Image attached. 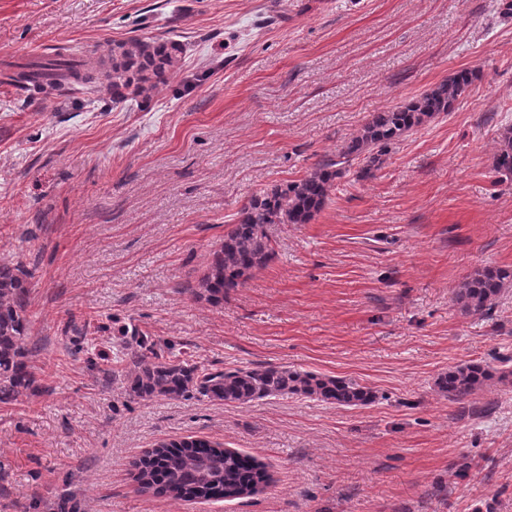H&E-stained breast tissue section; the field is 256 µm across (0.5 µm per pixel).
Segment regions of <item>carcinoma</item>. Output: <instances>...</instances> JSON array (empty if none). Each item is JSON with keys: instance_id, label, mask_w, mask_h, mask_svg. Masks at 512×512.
Masks as SVG:
<instances>
[{"instance_id": "cac0c4a2", "label": "carcinoma", "mask_w": 512, "mask_h": 512, "mask_svg": "<svg viewBox=\"0 0 512 512\" xmlns=\"http://www.w3.org/2000/svg\"><path fill=\"white\" fill-rule=\"evenodd\" d=\"M183 53L184 45L171 37H131L108 44L106 53L93 63L59 50L49 59L14 66L5 79L26 94L29 102L54 93H104L114 104L139 98L146 101L180 70ZM476 78V70L461 69L403 105L372 113L340 151L319 159L303 177L250 196L236 223L224 234L220 249L213 253L198 282V296L216 305L223 303L224 295L243 286L253 271L273 258L271 225L310 223L329 201L336 180L354 161H363L360 176L373 175L392 145L450 112ZM493 171L512 176L511 125L500 134ZM30 278L23 266L0 263V404L17 401L35 383L26 344ZM510 284L511 269H476L459 283L456 302L463 313L484 316ZM112 348L127 369L129 395L140 400L180 399L196 393L226 404L246 405L291 395L351 408L376 399L370 388L351 380L285 366L213 369L171 341L143 335L134 325L119 330ZM495 378L509 381L512 370L496 377L482 363L470 362L449 368L439 377L437 387L449 400L461 401ZM136 469L141 490L185 501L239 498L269 480L264 468L207 440L161 444L142 457Z\"/></svg>"}]
</instances>
